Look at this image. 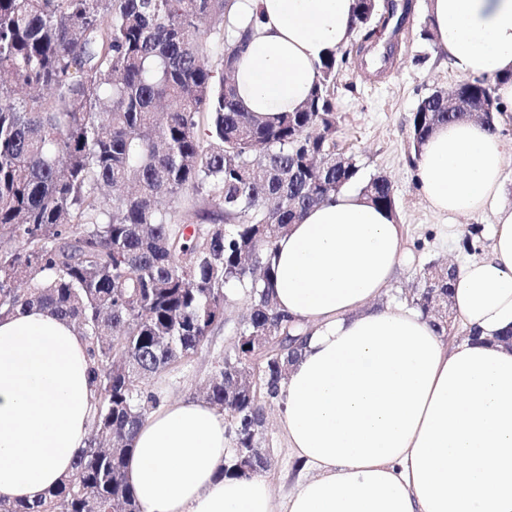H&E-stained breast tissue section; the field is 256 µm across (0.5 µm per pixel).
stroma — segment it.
Returning a JSON list of instances; mask_svg holds the SVG:
<instances>
[{
	"label": "stroma",
	"mask_w": 512,
	"mask_h": 512,
	"mask_svg": "<svg viewBox=\"0 0 512 512\" xmlns=\"http://www.w3.org/2000/svg\"><path fill=\"white\" fill-rule=\"evenodd\" d=\"M415 7L399 36L396 53L382 73L363 71L361 57H353L336 79L335 111L339 117L337 149L352 155L362 166L363 177L386 176L393 185L398 223L402 224L413 260L397 273L395 295L411 294L419 269L432 261L459 262L466 253L461 240L470 227L490 228L493 213L441 216L422 198L409 163V118L419 100L437 88L460 84L438 44L422 40L429 0H413ZM249 305L246 294L229 295L224 324L191 358L178 362L150 379L149 386L165 402L199 399L219 363L236 352V328ZM260 449L268 459L264 475L275 497H284L299 474L288 452L277 406L267 408Z\"/></svg>",
	"instance_id": "obj_1"
}]
</instances>
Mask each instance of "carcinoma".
Segmentation results:
<instances>
[{
  "instance_id": "1",
  "label": "carcinoma",
  "mask_w": 512,
  "mask_h": 512,
  "mask_svg": "<svg viewBox=\"0 0 512 512\" xmlns=\"http://www.w3.org/2000/svg\"><path fill=\"white\" fill-rule=\"evenodd\" d=\"M235 0H0V318L49 310L88 342L98 408L72 475L28 504L0 512H144L125 476L140 424L161 395L143 381L194 354L224 324L227 292L251 304L237 328V357L218 366L205 400L231 420L226 473L267 465V402L279 397L306 330L277 308L271 254L305 212L345 187L395 210L389 180L336 160V78L352 54L382 43L394 54L413 0H357L356 50L319 66L308 99L265 119L235 92L234 64L254 32ZM230 27L214 61L202 30ZM492 98L482 123L497 131L492 84L461 83ZM448 93L422 97L409 119L419 154L436 128L470 118ZM456 268L420 270L410 302L448 329L434 306ZM279 340L269 354L249 340ZM258 379L265 398L231 388Z\"/></svg>"
}]
</instances>
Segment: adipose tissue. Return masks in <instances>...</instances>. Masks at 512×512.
I'll use <instances>...</instances> for the list:
<instances>
[{
	"label": "adipose tissue",
	"mask_w": 512,
	"mask_h": 512,
	"mask_svg": "<svg viewBox=\"0 0 512 512\" xmlns=\"http://www.w3.org/2000/svg\"><path fill=\"white\" fill-rule=\"evenodd\" d=\"M356 0H237L258 29L235 63L243 106L265 117L306 101L323 57L354 37ZM455 73L495 83L512 119V0H431ZM512 139L474 120L438 127L414 162L441 214L496 218L453 285L461 339L406 304L381 306L406 259L392 212L348 190L274 247L277 306L311 333L278 398L305 471L284 500L227 477L232 439L208 402L160 405L132 442L126 479L144 512H512ZM87 343L47 310L0 319V498L35 502L67 477L96 410Z\"/></svg>",
	"instance_id": "obj_1"
}]
</instances>
